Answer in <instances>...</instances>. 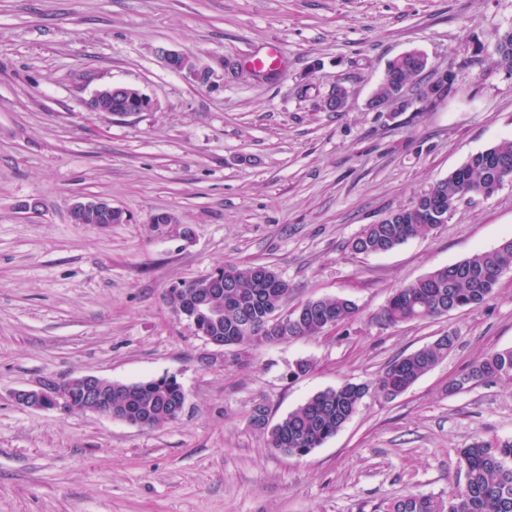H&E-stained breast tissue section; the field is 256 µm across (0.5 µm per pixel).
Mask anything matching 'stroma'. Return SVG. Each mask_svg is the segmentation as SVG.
Wrapping results in <instances>:
<instances>
[{"label": "stroma", "instance_id": "stroma-1", "mask_svg": "<svg viewBox=\"0 0 512 512\" xmlns=\"http://www.w3.org/2000/svg\"><path fill=\"white\" fill-rule=\"evenodd\" d=\"M511 30L512 0H0V512H372L463 486L460 448L512 439V378L447 387L512 348V270L478 306L397 326L376 315L395 288L512 237V181L390 252L350 243L512 138V73L497 52ZM273 47L285 62L257 81L247 62ZM168 50L207 83L170 70ZM410 51L427 59L406 88L413 107L370 109L388 61ZM448 69L454 93L422 99ZM113 84L153 110L89 111ZM339 84L347 105L327 111ZM92 199L126 222L71 223ZM253 261L287 280L289 306L342 297L358 318L217 351L169 291ZM449 332L437 366L395 399L366 397L306 456L270 448L249 421L258 404L274 423L319 392L375 381ZM302 358L314 368L293 376ZM83 373L175 377L185 411L140 429L13 398ZM164 61L167 66L174 68L171 70L177 73L189 75L193 77L195 80H198V74L200 72L203 76V79L200 81L201 83L206 82L209 77L208 71L206 69H201L197 62L195 64L194 58L187 54L180 53L177 51H167L164 54ZM125 89H126V93H125L126 97L139 96L138 89L136 87H133V86H125L124 87L123 85H112V86L106 87L103 90L98 91L94 95L93 98L95 99L100 94L105 93V97L107 99L112 100V95L121 93ZM124 107H125L127 113L118 114L119 116H127V115H131V114H136L138 112H146L152 108V102L146 95L140 94L139 99L137 100L136 103L131 104L128 102Z\"/></svg>", "mask_w": 512, "mask_h": 512}]
</instances>
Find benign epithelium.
Returning <instances> with one entry per match:
<instances>
[{
	"instance_id": "7a95c632",
	"label": "benign epithelium",
	"mask_w": 512,
	"mask_h": 512,
	"mask_svg": "<svg viewBox=\"0 0 512 512\" xmlns=\"http://www.w3.org/2000/svg\"><path fill=\"white\" fill-rule=\"evenodd\" d=\"M167 66L177 73L198 78V70L193 57L177 51L164 54ZM452 84L445 77L436 84L423 89V97L436 102L445 99ZM112 210V203L106 200L79 201L71 208V213H80L94 222L103 220ZM200 284L195 295L187 297L179 287L169 293V302L178 312L196 322V316L203 312L208 297L215 292L212 288L215 277L208 273L199 277ZM299 307L279 309L272 317L270 327L280 330L288 328V323L298 317ZM17 403L32 410H59L65 413L90 411L107 418H116L112 411V381L93 374H80L64 381H48L36 388L21 389L14 393Z\"/></svg>"
}]
</instances>
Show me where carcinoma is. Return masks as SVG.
Returning a JSON list of instances; mask_svg holds the SVG:
<instances>
[{
    "mask_svg": "<svg viewBox=\"0 0 512 512\" xmlns=\"http://www.w3.org/2000/svg\"><path fill=\"white\" fill-rule=\"evenodd\" d=\"M500 64L512 71V31L498 45ZM424 69L421 54L414 52L388 63L376 95L392 98L404 93L412 78ZM512 176V139L471 155L448 177L435 182L413 204L378 224H368L351 242L357 254L389 252L404 242L427 235L446 223L448 214L465 196L489 197L503 185V175ZM512 270V239L507 247L481 251L442 267L414 282L394 289L377 315L385 325L431 319L444 311L460 310L489 300L500 276ZM224 276L219 285L224 303L220 325H210L224 336V345L254 344L246 324L261 322L288 300V282L274 269L255 263H227L217 269ZM306 315L301 324L288 331V338L314 336L327 331L326 320L336 324L357 317L358 308L345 298L325 297L303 303ZM456 336L449 333L432 344L403 355L389 364L373 383H344L319 392L275 425H269L268 410L256 405L250 423L270 428L269 444L290 456H305L336 435L372 393L387 397L408 390L435 367L454 347ZM502 377H512V348L486 354L468 372L448 387L458 393L473 385ZM183 395L180 386L166 380L121 384L112 388V408L119 415L151 420L150 426L165 422L174 403ZM476 439L459 450V464L465 484L448 497L409 494L377 506L373 512H512V440L498 441L496 451Z\"/></svg>",
    "mask_w": 512,
    "mask_h": 512,
    "instance_id": "obj_1",
    "label": "carcinoma"
}]
</instances>
